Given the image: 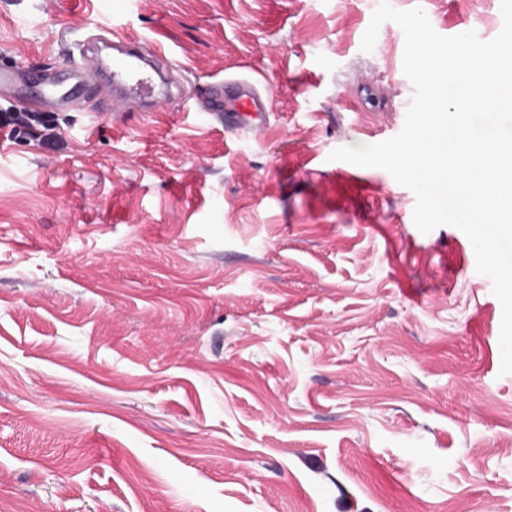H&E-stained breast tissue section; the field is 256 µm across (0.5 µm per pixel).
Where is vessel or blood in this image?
I'll use <instances>...</instances> for the list:
<instances>
[{
	"label": "vessel or blood",
	"instance_id": "b4317fda",
	"mask_svg": "<svg viewBox=\"0 0 512 512\" xmlns=\"http://www.w3.org/2000/svg\"><path fill=\"white\" fill-rule=\"evenodd\" d=\"M60 43L72 58L58 73L36 74L25 66L0 67V98L35 110L95 111V94L105 89L114 112H160L173 96L165 87L168 58L155 42L134 36H107L104 31L76 33L67 27ZM202 111L223 112L240 131L262 139L271 126L276 93L259 88L249 77L210 83L201 94Z\"/></svg>",
	"mask_w": 512,
	"mask_h": 512
}]
</instances>
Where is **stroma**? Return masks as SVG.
<instances>
[{"label":"stroma","instance_id":"35a3bbf8","mask_svg":"<svg viewBox=\"0 0 512 512\" xmlns=\"http://www.w3.org/2000/svg\"><path fill=\"white\" fill-rule=\"evenodd\" d=\"M379 0H0V66L60 31L160 43L187 105L0 129V512H512L502 305L387 171L405 37ZM501 0H391L493 39ZM273 87L259 142L195 112Z\"/></svg>","mask_w":512,"mask_h":512}]
</instances>
